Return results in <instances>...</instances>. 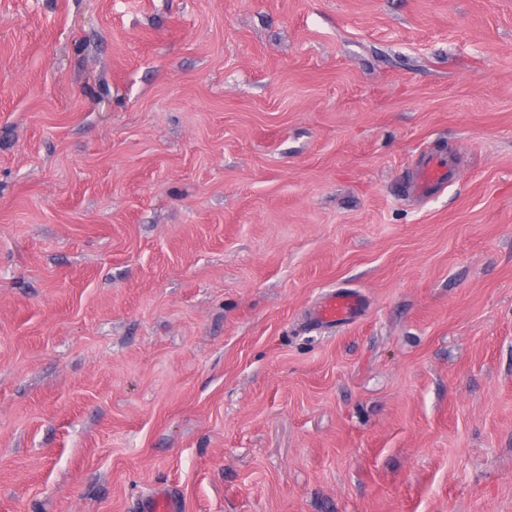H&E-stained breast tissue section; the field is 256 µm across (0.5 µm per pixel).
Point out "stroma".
<instances>
[{
	"instance_id": "stroma-1",
	"label": "stroma",
	"mask_w": 512,
	"mask_h": 512,
	"mask_svg": "<svg viewBox=\"0 0 512 512\" xmlns=\"http://www.w3.org/2000/svg\"><path fill=\"white\" fill-rule=\"evenodd\" d=\"M161 490L512 512V0H0V512ZM454 166L449 159L444 161L434 156H427L414 170L410 191L416 196L424 197L435 189L447 185L455 175ZM360 292L349 288L327 291L312 311L310 321L317 327H336L352 323L363 309Z\"/></svg>"
}]
</instances>
